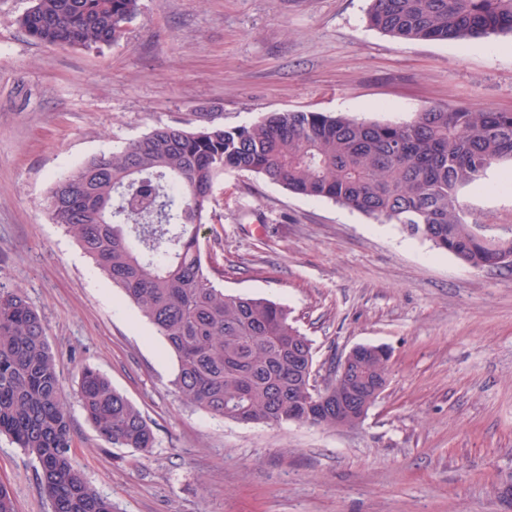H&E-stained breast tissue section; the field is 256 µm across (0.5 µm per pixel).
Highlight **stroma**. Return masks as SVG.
I'll use <instances>...</instances> for the list:
<instances>
[{"label":"stroma","instance_id":"1","mask_svg":"<svg viewBox=\"0 0 512 512\" xmlns=\"http://www.w3.org/2000/svg\"><path fill=\"white\" fill-rule=\"evenodd\" d=\"M30 0H0V290L40 312L73 421L72 454L114 512H512V272L480 270L249 173L225 174L200 245L225 292L288 306L327 376L359 344L390 353L355 428L213 418L170 381L176 360L139 309L49 216L53 181L160 125L240 126L267 112L411 119L428 107L512 112V37L402 41L368 0H141L93 53L30 39ZM504 164L461 192L473 224L512 228ZM95 366L155 444L105 440L77 374ZM16 512H51L32 456L0 436Z\"/></svg>","mask_w":512,"mask_h":512}]
</instances>
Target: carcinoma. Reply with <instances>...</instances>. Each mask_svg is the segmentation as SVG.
<instances>
[{
	"instance_id": "1",
	"label": "carcinoma",
	"mask_w": 512,
	"mask_h": 512,
	"mask_svg": "<svg viewBox=\"0 0 512 512\" xmlns=\"http://www.w3.org/2000/svg\"><path fill=\"white\" fill-rule=\"evenodd\" d=\"M140 0H31L16 19L48 45L100 51L119 41ZM368 25L406 41L512 35V0H370ZM512 163V112L430 107L405 121L346 113L268 112L251 125H164L57 178L53 223L139 308L177 361L171 384L213 417L241 423L343 428L336 399L353 403L389 372L374 350L354 357L330 394L313 399L312 341L288 307L226 294L199 229L227 172L252 173L326 199L380 224H399L475 269L512 268V231L487 235L467 221L460 190ZM77 394L102 437L146 450L142 412L93 366ZM37 461L52 512H113L72 457V420L39 312L0 291V435Z\"/></svg>"
}]
</instances>
